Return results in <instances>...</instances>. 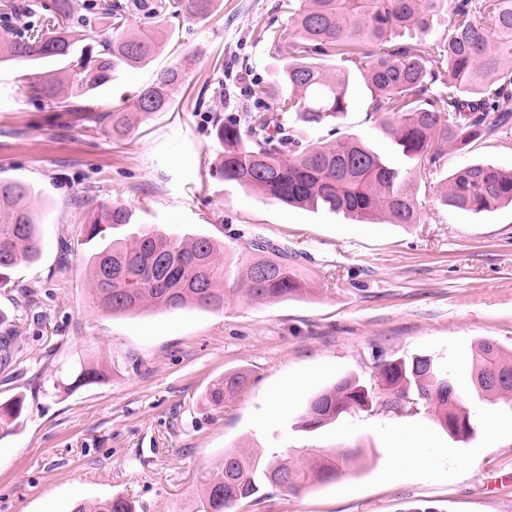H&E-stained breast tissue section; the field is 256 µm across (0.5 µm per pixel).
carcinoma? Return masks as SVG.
Returning a JSON list of instances; mask_svg holds the SVG:
<instances>
[{
	"mask_svg": "<svg viewBox=\"0 0 512 512\" xmlns=\"http://www.w3.org/2000/svg\"><path fill=\"white\" fill-rule=\"evenodd\" d=\"M221 0H40L23 12L14 0H0V62L52 59L60 67L25 82L33 97H44L65 112H93L88 100L115 73L148 64L162 48V29L131 31L134 15L148 19L209 18ZM290 28L275 33L270 51L284 61L276 73L278 113L248 111L216 119L219 150L215 171L226 181L288 205L324 207L355 220L382 216L390 224H421L411 179L441 175L448 148L477 140L512 141V0H295ZM369 91L364 122L397 147L403 165L392 164L357 134L333 127L325 141L311 134L336 123L350 109V69ZM188 77L173 63L158 70L136 95L129 112H103L112 135H128L136 123L168 111ZM294 115L300 126L280 118ZM443 204L471 212L512 205V170L485 164L463 166L443 178ZM32 187L0 182V289L21 263L41 254ZM137 223L122 204L99 206L84 223L85 242H96L89 257L94 306L123 315L144 309H224L222 247L205 235L175 236L149 224L115 237L112 231ZM258 256L242 263L238 279L252 301H285L303 294L288 259V246L253 243ZM100 371L82 366L69 392L97 381ZM244 377L226 373L209 387L206 401L221 406L241 390ZM470 392L462 393L434 358L382 360L372 381L347 376L312 395L304 427L315 430L343 414L373 411L378 404L398 410L422 405L456 436L475 426L472 396L512 403V351L493 339L473 351ZM25 398L0 403V433L17 425ZM359 454H320L307 448L295 456L265 455L260 449L228 450L205 477L197 512H236L244 500L271 486L291 493L333 482L351 469ZM72 512H134L114 495L77 503Z\"/></svg>",
	"mask_w": 512,
	"mask_h": 512,
	"instance_id": "cac0c4a2",
	"label": "carcinoma"
}]
</instances>
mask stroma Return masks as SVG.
Segmentation results:
<instances>
[{
  "label": "stroma",
  "mask_w": 512,
  "mask_h": 512,
  "mask_svg": "<svg viewBox=\"0 0 512 512\" xmlns=\"http://www.w3.org/2000/svg\"><path fill=\"white\" fill-rule=\"evenodd\" d=\"M281 3L222 0L206 20L166 19L160 54L92 98L102 112L131 104L157 69L195 54L171 109L122 140L86 113L21 94L22 74L55 61L0 62V180L32 186L43 244L37 262L15 269L11 291H0V340L17 351L0 364V403L25 398L19 425L0 438V512H71L116 494L136 512H195L228 448L361 454L333 483L295 495L268 487L238 512H512L511 405L472 399L476 427L466 437L406 408L302 426L312 394L349 375L370 378L381 360L432 355L465 387L478 340L512 348V207H447L436 184L416 178L424 223H359L210 176L216 117L243 111L244 89L272 79L268 46L288 22ZM352 93L343 132L393 155L364 121L366 87L354 83ZM472 162L511 169L512 143L449 150L444 171ZM113 203L142 223L223 244L228 286L255 238L288 243L311 291L265 303L230 294L218 312H102L87 298L93 247L82 222ZM87 363L100 365L97 382L52 393L55 379L71 381ZM230 371L244 373L242 390L211 408L206 390ZM397 431L429 437L423 468L398 465L389 441Z\"/></svg>",
  "instance_id": "stroma-1"
}]
</instances>
